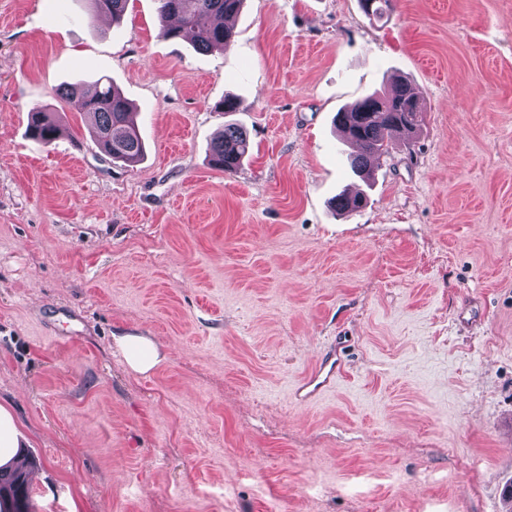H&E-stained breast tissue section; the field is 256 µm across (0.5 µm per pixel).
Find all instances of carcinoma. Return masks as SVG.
Segmentation results:
<instances>
[{"label":"carcinoma","mask_w":512,"mask_h":512,"mask_svg":"<svg viewBox=\"0 0 512 512\" xmlns=\"http://www.w3.org/2000/svg\"><path fill=\"white\" fill-rule=\"evenodd\" d=\"M92 14L106 13L113 22L123 19L129 0H89ZM159 33L175 39L188 31L200 52L224 49L233 37V29L224 25V17L238 13L244 0H158ZM393 0H359L369 17H380L393 8ZM84 111L93 120L92 133L100 148L114 161L135 163L144 155V143L129 121L131 103L108 81L84 103ZM424 112L419 97L405 81L391 89L374 92L336 114V125L343 136L359 146L351 167L359 174L369 169V158L383 154L397 137H413ZM29 134L44 145L57 138L58 126L40 107L30 110ZM249 152V139L239 126L227 124L224 133L211 146V161L230 174L236 172ZM366 205V198L340 194L334 207L353 212ZM29 483L21 467L0 466V505L7 512H28Z\"/></svg>","instance_id":"carcinoma-1"}]
</instances>
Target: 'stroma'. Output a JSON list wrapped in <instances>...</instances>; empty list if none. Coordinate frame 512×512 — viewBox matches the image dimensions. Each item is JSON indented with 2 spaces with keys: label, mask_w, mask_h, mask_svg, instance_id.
<instances>
[{
  "label": "stroma",
  "mask_w": 512,
  "mask_h": 512,
  "mask_svg": "<svg viewBox=\"0 0 512 512\" xmlns=\"http://www.w3.org/2000/svg\"><path fill=\"white\" fill-rule=\"evenodd\" d=\"M231 24L202 54L157 0L117 26L0 0V405L29 512H505L512 0H245ZM398 76L422 130L365 180L336 114ZM103 78L139 163L59 94ZM228 123L251 144L232 174L209 157ZM345 190L368 205L337 212ZM126 333L164 359L133 371ZM334 360L332 391L294 398ZM29 134L44 145H50L57 138L58 126L41 107L30 110Z\"/></svg>",
  "instance_id": "obj_1"
}]
</instances>
